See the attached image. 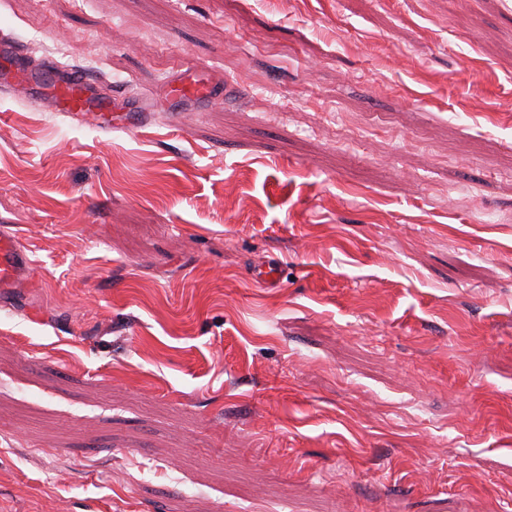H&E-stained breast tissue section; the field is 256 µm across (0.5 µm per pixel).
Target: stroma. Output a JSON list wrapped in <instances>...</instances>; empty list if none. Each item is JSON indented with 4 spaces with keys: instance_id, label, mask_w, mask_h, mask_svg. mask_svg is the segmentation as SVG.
<instances>
[{
    "instance_id": "stroma-1",
    "label": "stroma",
    "mask_w": 512,
    "mask_h": 512,
    "mask_svg": "<svg viewBox=\"0 0 512 512\" xmlns=\"http://www.w3.org/2000/svg\"><path fill=\"white\" fill-rule=\"evenodd\" d=\"M0 31L148 118L0 85L42 279L0 303V512H512V0H0ZM186 68L239 91L176 98ZM97 82L79 66H62L54 60L44 63L34 80L28 99L39 106L45 99L52 102L56 112L80 123L109 132L112 128L137 129L141 127V102L131 105L127 112H112V103L95 94Z\"/></svg>"
}]
</instances>
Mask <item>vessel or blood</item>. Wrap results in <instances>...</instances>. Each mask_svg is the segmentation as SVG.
Returning <instances> with one entry per match:
<instances>
[{
	"label": "vessel or blood",
	"mask_w": 512,
	"mask_h": 512,
	"mask_svg": "<svg viewBox=\"0 0 512 512\" xmlns=\"http://www.w3.org/2000/svg\"><path fill=\"white\" fill-rule=\"evenodd\" d=\"M32 83L31 105L51 101L56 112L64 117L85 123L104 131L115 128L137 129L142 123V112L129 108L115 112L110 100L95 93L97 82L78 66H62L46 61L38 76H30L22 48L9 34H0V83L5 85ZM181 97L199 102H213L215 90L196 80L191 72L183 71L170 79ZM38 269L27 248L6 226H0V300L9 298L25 288L38 285Z\"/></svg>",
	"instance_id": "1"
}]
</instances>
